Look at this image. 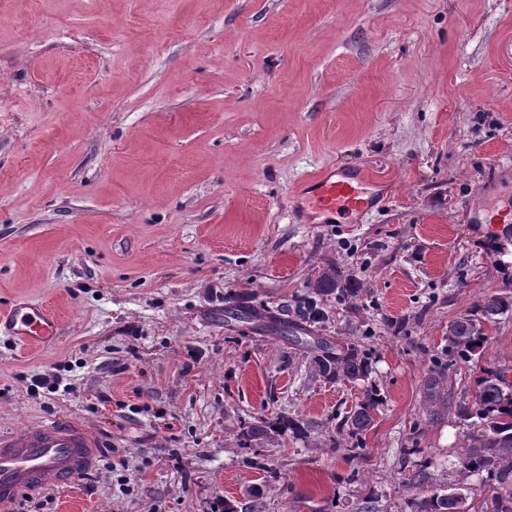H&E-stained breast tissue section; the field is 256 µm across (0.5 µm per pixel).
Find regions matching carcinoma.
<instances>
[{
	"instance_id": "cac0c4a2",
	"label": "carcinoma",
	"mask_w": 512,
	"mask_h": 512,
	"mask_svg": "<svg viewBox=\"0 0 512 512\" xmlns=\"http://www.w3.org/2000/svg\"><path fill=\"white\" fill-rule=\"evenodd\" d=\"M310 288L311 296L297 302L293 314L312 325L325 319L320 299L334 295L340 301L352 303L357 300L361 285L342 278L331 266ZM509 312H512V301L497 295L487 296L475 303L469 313L453 321L448 326V343L455 357L471 361L480 356L488 339L487 324L497 322L498 317ZM317 350L315 370L330 382L363 381L371 372L368 357L353 345L335 344L323 338ZM511 371L509 368L483 371L476 380L474 406L461 407L464 419L470 421L460 452L462 466L472 473L486 472L502 485L512 478V470L504 467L512 463V381L506 377ZM381 403V394L375 387L366 389L354 410L344 418L342 428L355 437L360 436ZM286 432L298 436L305 433V428L290 418L274 424L262 419L249 426L240 447L249 448L253 441Z\"/></svg>"
}]
</instances>
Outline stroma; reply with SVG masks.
<instances>
[{"label": "stroma", "instance_id": "stroma-1", "mask_svg": "<svg viewBox=\"0 0 512 512\" xmlns=\"http://www.w3.org/2000/svg\"><path fill=\"white\" fill-rule=\"evenodd\" d=\"M331 167L372 179L370 210L317 220L303 185ZM330 266L362 290L328 297L319 333L366 354L364 382L261 326ZM493 295L512 297V0H0V312L59 319L41 346L0 330V433L76 418L112 451L13 512H498L458 408L512 369V313L478 362L448 354ZM370 384L371 425L338 434ZM280 416L307 437L239 447Z\"/></svg>", "mask_w": 512, "mask_h": 512}]
</instances>
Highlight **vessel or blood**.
I'll return each instance as SVG.
<instances>
[{"mask_svg": "<svg viewBox=\"0 0 512 512\" xmlns=\"http://www.w3.org/2000/svg\"><path fill=\"white\" fill-rule=\"evenodd\" d=\"M306 202L327 218L368 209L371 197L357 172L328 170L312 180ZM5 324L20 341L46 343L58 334V321L45 308L19 302ZM99 446L75 420L54 418L16 434L0 435V512H11L21 494L65 484L95 465Z\"/></svg>", "mask_w": 512, "mask_h": 512, "instance_id": "b4317fda", "label": "vessel or blood"}]
</instances>
